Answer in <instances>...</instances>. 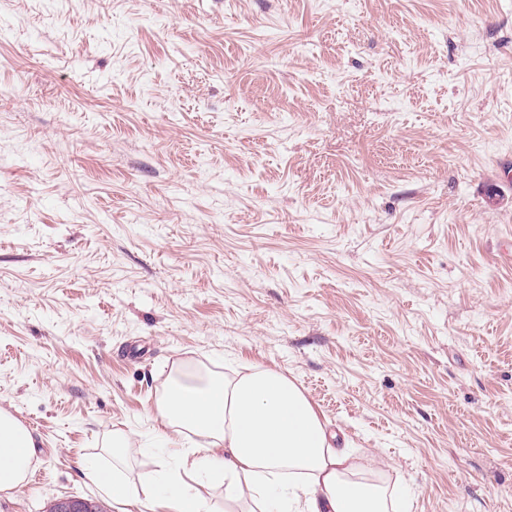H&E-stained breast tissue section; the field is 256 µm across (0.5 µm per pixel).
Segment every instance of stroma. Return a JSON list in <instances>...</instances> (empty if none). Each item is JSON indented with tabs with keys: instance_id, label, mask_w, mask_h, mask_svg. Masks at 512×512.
Segmentation results:
<instances>
[{
	"instance_id": "obj_1",
	"label": "stroma",
	"mask_w": 512,
	"mask_h": 512,
	"mask_svg": "<svg viewBox=\"0 0 512 512\" xmlns=\"http://www.w3.org/2000/svg\"><path fill=\"white\" fill-rule=\"evenodd\" d=\"M0 512L152 486L173 368L300 386L411 512H512V0H0ZM20 424L0 413V491L20 486L31 463L33 440ZM126 443L127 440L123 434L118 433L115 436L113 435L112 466L94 467L87 470L85 473L86 477L91 482L103 488L107 493H110L112 498L116 500L126 499L132 496L131 486L127 482L114 477L117 471V463L122 460L125 454L124 447H126Z\"/></svg>"
}]
</instances>
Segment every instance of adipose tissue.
I'll list each match as a JSON object with an SVG mask.
<instances>
[{
  "mask_svg": "<svg viewBox=\"0 0 512 512\" xmlns=\"http://www.w3.org/2000/svg\"><path fill=\"white\" fill-rule=\"evenodd\" d=\"M170 432H189L195 448L171 451L173 467L153 495L175 512H216L202 487H224L225 505L246 512H407L401 488L358 477L351 453L332 448L324 422L304 392L282 372L250 365L227 376L175 369L156 402ZM123 434L112 438L109 467H94L87 478L113 499L131 496L115 477L124 456ZM33 440L10 415L0 413V491L20 486L33 456Z\"/></svg>",
  "mask_w": 512,
  "mask_h": 512,
  "instance_id": "ef3b65f1",
  "label": "adipose tissue"
}]
</instances>
